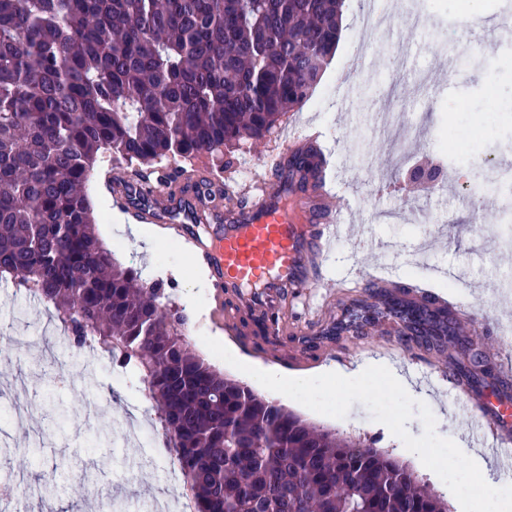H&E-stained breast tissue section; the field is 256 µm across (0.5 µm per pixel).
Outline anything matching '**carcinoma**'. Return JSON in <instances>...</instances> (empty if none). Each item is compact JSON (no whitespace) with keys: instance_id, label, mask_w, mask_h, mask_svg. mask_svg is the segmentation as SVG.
<instances>
[{"instance_id":"1","label":"carcinoma","mask_w":512,"mask_h":512,"mask_svg":"<svg viewBox=\"0 0 512 512\" xmlns=\"http://www.w3.org/2000/svg\"><path fill=\"white\" fill-rule=\"evenodd\" d=\"M345 0H0V278L53 305L73 347L139 376L196 512H449L396 456L317 425L195 353L164 286L96 233L98 152L135 178L169 155L260 146L312 96ZM309 148L282 190H304ZM392 318L411 346L474 350L447 308L372 283L327 332Z\"/></svg>"}]
</instances>
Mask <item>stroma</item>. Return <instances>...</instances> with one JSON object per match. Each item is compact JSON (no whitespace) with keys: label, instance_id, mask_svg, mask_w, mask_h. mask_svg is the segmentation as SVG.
<instances>
[{"label":"stroma","instance_id":"35a3bbf8","mask_svg":"<svg viewBox=\"0 0 512 512\" xmlns=\"http://www.w3.org/2000/svg\"><path fill=\"white\" fill-rule=\"evenodd\" d=\"M381 2L387 23L377 41L366 43L359 25L364 0H347L336 53L310 101L287 114L264 145L244 141L224 155L221 192L257 181L277 184L266 169L269 150L288 141L292 131L313 125L324 133L330 176L347 196L351 226L334 254L312 271L313 295L285 297L270 312L278 321L279 342L265 341L256 327L242 326L249 308L225 309V296L213 287L200 252L175 229L164 227L153 239L135 238L121 209L99 193L97 182L89 183L88 192L100 239L109 246L121 242L117 260L125 264L137 259L143 284L164 282L163 305L187 315L186 333L194 349L221 372L242 376L210 353L203 336L222 342L239 361L290 376L383 359L414 379L413 397L433 412L437 434L459 440L469 452V428L480 414L448 380L453 366L469 364L468 352L457 349L442 358L417 348L393 352L397 330L387 319L360 337L346 334L333 340L324 331L335 320L337 307L373 276L387 279L394 288L427 284L453 301V314L460 321L485 323L484 351L491 369L479 388L497 389L495 362L500 353L512 351V339L499 333L512 321V248H505L497 224L484 221L485 214L500 211L503 201L491 191L487 173L470 164L456 132L464 125L484 135L494 167L502 177L512 178V37L504 34L508 12L506 5L491 0H476L472 15L466 0ZM412 9L421 16L416 28L404 19ZM347 73L355 85L349 101L340 87ZM400 149L450 159L443 193H379L392 172L390 156ZM475 196L481 198V208H473ZM368 225L377 240L373 249L361 243ZM53 313L51 305L0 280V337L37 331ZM45 347L67 365L72 385L56 386L41 376ZM140 399L135 388L115 385L109 360L94 358L85 349L43 338L26 355L0 353V423L11 420L13 405L33 404L45 428L38 438L27 427H13L14 445L0 453V479L20 475L26 482L5 512H83L85 499L74 497L71 489L77 472L95 463L101 469L94 481L114 485L122 512H142L143 502L158 496L182 498V484L169 480L168 452L159 451L155 463L147 466L140 449L120 439L127 407ZM57 405L65 406L68 414L61 433L55 434L48 431L45 414ZM288 406L401 458L419 478L447 493L439 477L418 457L403 452L401 440L374 421L364 405L353 404L342 419L293 400Z\"/></svg>","mask_w":512,"mask_h":512}]
</instances>
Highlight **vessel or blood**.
Returning <instances> with one entry per match:
<instances>
[{"mask_svg":"<svg viewBox=\"0 0 512 512\" xmlns=\"http://www.w3.org/2000/svg\"><path fill=\"white\" fill-rule=\"evenodd\" d=\"M251 200L233 211L205 212L199 197L170 196L135 181L124 197L137 198L129 215L135 222L216 224L200 248L218 289L235 291L242 303L260 307L310 287L309 272L343 234L341 206L325 177L308 188L298 211H289L281 194L267 184L250 187ZM483 421L470 430L473 446L487 449L497 466L512 470V394L497 391L475 398Z\"/></svg>","mask_w":512,"mask_h":512,"instance_id":"b4317fda","label":"vessel or blood"}]
</instances>
